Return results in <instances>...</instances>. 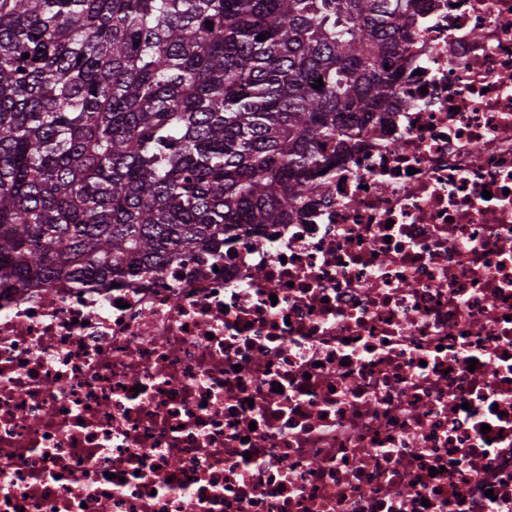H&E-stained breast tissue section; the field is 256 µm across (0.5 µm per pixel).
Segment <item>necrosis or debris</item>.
Instances as JSON below:
<instances>
[{
  "label": "necrosis or debris",
  "instance_id": "obj_1",
  "mask_svg": "<svg viewBox=\"0 0 512 512\" xmlns=\"http://www.w3.org/2000/svg\"><path fill=\"white\" fill-rule=\"evenodd\" d=\"M398 66L293 223L0 289V512H512V0Z\"/></svg>",
  "mask_w": 512,
  "mask_h": 512
}]
</instances>
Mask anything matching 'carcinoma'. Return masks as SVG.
I'll return each mask as SVG.
<instances>
[{
	"label": "carcinoma",
	"mask_w": 512,
	"mask_h": 512,
	"mask_svg": "<svg viewBox=\"0 0 512 512\" xmlns=\"http://www.w3.org/2000/svg\"><path fill=\"white\" fill-rule=\"evenodd\" d=\"M414 2L0 0V288L291 223L395 94Z\"/></svg>",
	"instance_id": "cac0c4a2"
}]
</instances>
